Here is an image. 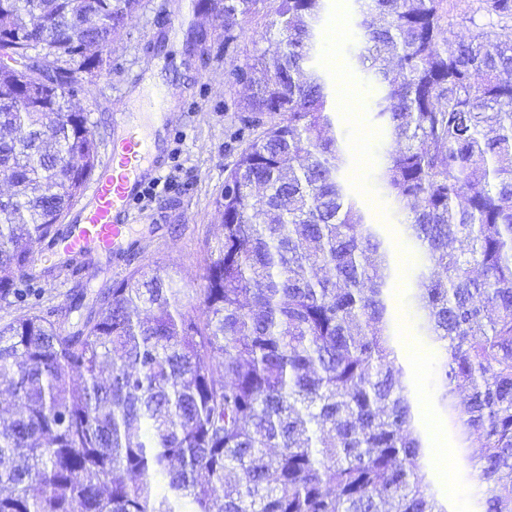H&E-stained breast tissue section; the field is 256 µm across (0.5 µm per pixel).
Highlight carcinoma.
<instances>
[{
	"instance_id": "obj_1",
	"label": "carcinoma",
	"mask_w": 512,
	"mask_h": 512,
	"mask_svg": "<svg viewBox=\"0 0 512 512\" xmlns=\"http://www.w3.org/2000/svg\"><path fill=\"white\" fill-rule=\"evenodd\" d=\"M270 2L277 37L232 75L260 132L225 170L223 233L198 313L174 274L136 267L75 320L0 326V512H448L430 478L393 306L397 253L414 339L479 485L512 494V0H356V69L394 146L370 174L397 224L352 193L316 63L328 0H194L236 21ZM140 0H0V301L37 278L102 139L72 98L107 66ZM462 29L467 37L456 38ZM283 118L267 124L263 115ZM460 239L465 247L448 248ZM480 452L468 456L474 443Z\"/></svg>"
}]
</instances>
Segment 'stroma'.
<instances>
[{"label": "stroma", "instance_id": "1", "mask_svg": "<svg viewBox=\"0 0 512 512\" xmlns=\"http://www.w3.org/2000/svg\"><path fill=\"white\" fill-rule=\"evenodd\" d=\"M188 5V0H141L112 42L109 72L84 85L76 97L88 114L90 128L103 138L99 154L104 157L113 129L128 113L144 111L147 97L156 88H165L172 118L165 172L172 175V184L157 189L141 204L134 245L124 260L85 254L74 260L72 269H54L37 280L27 301L0 302V325L27 312L30 305L67 304L76 292L104 290L134 267L154 262L173 271L178 287L202 288L207 245L221 233L216 200L224 190L225 170L253 135L248 113L239 109L245 87L229 71L232 65L244 64L256 49L267 48L262 35L269 18L261 12L239 19L244 34L228 46L222 18L213 12L193 14ZM357 21L353 0H329L320 23L319 60L329 66L334 84L346 86L354 96L352 108L338 115V125L360 159L353 184L374 221L391 224L395 218L386 199L372 189L368 179L378 151L388 147L390 139L366 110L370 87L348 65ZM192 22L205 29L207 40L190 58L185 33ZM420 355L413 375L421 424L433 423L440 430L429 441L432 480L447 494L450 512H474L484 489L460 461L446 419L432 406L431 380L438 356L428 347Z\"/></svg>", "mask_w": 512, "mask_h": 512}]
</instances>
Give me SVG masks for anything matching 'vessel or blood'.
Here are the masks:
<instances>
[{"label": "vessel or blood", "mask_w": 512, "mask_h": 512, "mask_svg": "<svg viewBox=\"0 0 512 512\" xmlns=\"http://www.w3.org/2000/svg\"><path fill=\"white\" fill-rule=\"evenodd\" d=\"M168 95L155 91L147 119H133L114 135L107 158L92 181L60 247L67 253L99 252L121 259L138 214L134 204L167 163Z\"/></svg>", "instance_id": "1"}]
</instances>
